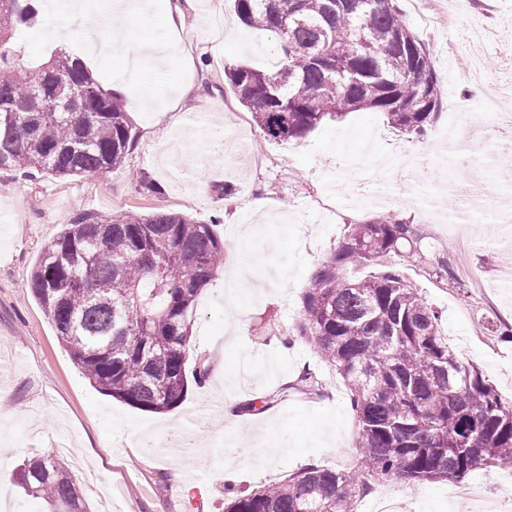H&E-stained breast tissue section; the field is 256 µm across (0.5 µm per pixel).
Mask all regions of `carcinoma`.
Returning <instances> with one entry per match:
<instances>
[{
    "label": "carcinoma",
    "mask_w": 512,
    "mask_h": 512,
    "mask_svg": "<svg viewBox=\"0 0 512 512\" xmlns=\"http://www.w3.org/2000/svg\"><path fill=\"white\" fill-rule=\"evenodd\" d=\"M233 8L269 32L285 59L271 73L225 71L266 140L297 139L357 111L382 112L420 138L443 109L432 53L395 0H233ZM38 22L33 0H0V107L45 97L42 112L0 117V172L65 178L121 167L134 145L125 106L79 58L17 70L14 38ZM66 86L79 91L80 111H62ZM220 223L169 211L109 220L83 212L42 251L30 289L91 384L153 413L186 399L193 312L224 262ZM405 249L417 252L415 230L389 213L350 224L302 297L296 330L347 388L357 466L308 464L236 497L228 512H351L384 479L459 481L512 466V398L448 345L443 312L392 268L388 258ZM355 268L374 272L354 278ZM292 388L323 395L309 367ZM21 481L54 512H88L57 456L31 457Z\"/></svg>",
    "instance_id": "obj_1"
}]
</instances>
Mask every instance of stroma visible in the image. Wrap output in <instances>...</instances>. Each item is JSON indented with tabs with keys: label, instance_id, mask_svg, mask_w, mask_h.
I'll return each mask as SVG.
<instances>
[{
	"label": "stroma",
	"instance_id": "stroma-1",
	"mask_svg": "<svg viewBox=\"0 0 512 512\" xmlns=\"http://www.w3.org/2000/svg\"><path fill=\"white\" fill-rule=\"evenodd\" d=\"M97 0L101 28L121 32L133 46L168 34L164 12L181 13L162 72L146 69L148 100L129 95L123 51L89 53L88 69L122 97L135 145L122 168L73 178L35 181L0 176V386L10 389L0 406V512H51L16 484L15 469L33 454L66 449L67 461L93 470L112 490V512H224L237 493L278 482L307 462L340 464L354 447L357 423L341 379L320 363L311 341L295 336L301 298L320 261L347 225L380 213L412 224L425 259L408 269L410 281L444 313L452 347L473 361L498 391L512 397V343L498 336L512 326V225L442 224L416 199L420 180H406L409 158H448L438 138L451 112L468 107L470 58L459 46L484 35L486 69L512 78V0H397L408 26L432 51L444 107L424 140L389 126L380 112H351L324 120L305 136L263 140L250 112L232 101L225 67L244 63L262 71L282 58L267 32L243 25L230 0H162L150 15L113 14ZM41 22L15 40L16 64L25 69L64 48L86 51V40L65 10L37 0ZM87 52V51H86ZM189 93H181V86ZM221 125L249 136L233 177L234 192L219 194L224 167L205 162L220 152L209 128ZM489 131L465 133L473 146L467 173L450 171L429 195L451 209L484 168L481 147ZM156 185L140 193L134 178ZM382 183L395 199L385 205L351 204L352 196ZM270 208L253 212L254 197ZM81 211L114 217L126 212L175 211L209 223L220 217L224 265L205 287L193 326L194 356L206 358L211 376L190 386L186 400L165 413L146 412L112 399L78 371L29 284L41 251ZM444 256L436 274L428 259ZM327 384L323 398L282 391L302 367ZM272 396L270 409L226 419L228 402ZM153 438L160 447L143 453ZM192 470L195 483L173 481V469ZM500 474L488 468L451 483L392 480L379 492L406 499L409 512H455L476 484Z\"/></svg>",
	"mask_w": 512,
	"mask_h": 512
}]
</instances>
